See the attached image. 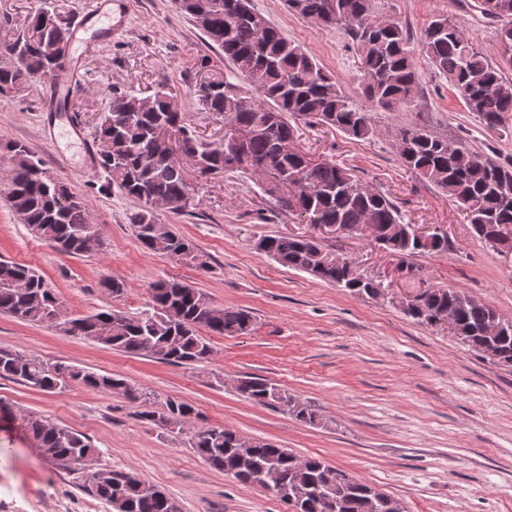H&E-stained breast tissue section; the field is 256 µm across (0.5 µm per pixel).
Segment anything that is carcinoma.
Masks as SVG:
<instances>
[{"mask_svg":"<svg viewBox=\"0 0 512 512\" xmlns=\"http://www.w3.org/2000/svg\"><path fill=\"white\" fill-rule=\"evenodd\" d=\"M290 11L306 19L344 31L364 78L363 100L355 101L336 78L300 45L288 40L251 6V0H175L190 19L204 10L200 27L208 44L224 53L231 76L208 74L209 93L199 97L202 110L221 117L235 130L249 133L239 143L231 135L220 143L207 142L188 127L180 112L170 108L172 89L161 86L149 95L115 90L95 139L97 163L107 184L138 200L127 215L139 245L186 264L205 269L208 256L163 223L148 201H180L189 191L184 169L151 148L159 133L177 134L175 145L197 159L202 169L240 172L255 165L274 169L280 181L295 193L274 197L278 209L295 212L307 224H345L355 228L372 216L384 226L378 246L407 257L448 252V232L421 241L412 232L399 207L381 192L361 184L333 160L314 163L301 152L284 151L297 132L293 122L308 120L339 130L356 139L375 133L371 112L395 111L413 101L419 78L412 42L434 70L448 80L467 111L494 129L512 116V81L501 63L512 66V0H480L481 13L497 24L500 61L492 60L473 44L464 29L446 14L433 16L418 37L392 17L380 26L375 0H286ZM71 23L55 11L36 10L26 34L3 45L0 53L11 63L0 66V94L19 93L29 81L66 69L67 57L54 47L71 39ZM397 142L402 163L456 202L465 212L473 235L491 246V227L512 228V162L499 163L463 145L448 148V140L423 127H402ZM7 202L23 223L40 238L69 255H84V235L98 230L84 200L59 181L43 160L22 143L7 144ZM256 250L281 266L308 273L323 283L353 295L378 298L381 288L362 282L340 261L343 254L300 235H264ZM150 301L142 309L124 311L115 320L110 311L70 317L63 301L34 269L0 258V313L31 323L62 326L97 343L133 355H156L173 364L208 361L212 348L201 331L220 336L252 330L254 317L246 309L218 307L208 296L175 279L150 285ZM431 311L452 308L458 315L457 338L493 361L512 366V321L504 320L489 304H474L464 291L437 285L428 293ZM0 378L55 392L77 382L105 394H120L141 405L150 398L125 379L89 371L64 362L50 363L0 348ZM239 392L249 401L278 408L306 425L322 417L311 405L260 377L242 378ZM195 407L168 398L162 409H145L139 417L180 435L196 418ZM23 428L38 442L51 462L79 473V461L97 453L84 435L54 425L34 414L20 416ZM239 434L224 426L192 432L190 445L211 467L243 484H258L280 499L293 498L301 512H323L322 499L330 494L335 512H392L377 501L372 487L337 468L336 487H326L331 469L318 457L301 458L288 448L258 441L242 448ZM92 496L112 512H175V499L144 482L135 473L107 468L87 484Z\"/></svg>","mask_w":512,"mask_h":512,"instance_id":"obj_1","label":"carcinoma"}]
</instances>
